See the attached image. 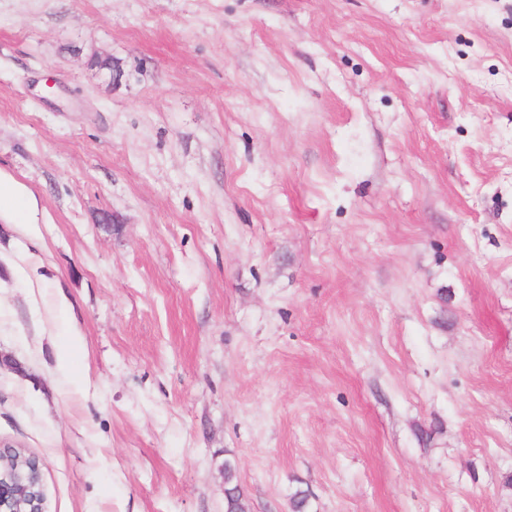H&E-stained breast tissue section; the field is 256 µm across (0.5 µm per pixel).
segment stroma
Returning a JSON list of instances; mask_svg holds the SVG:
<instances>
[{
    "instance_id": "stroma-1",
    "label": "stroma",
    "mask_w": 512,
    "mask_h": 512,
    "mask_svg": "<svg viewBox=\"0 0 512 512\" xmlns=\"http://www.w3.org/2000/svg\"><path fill=\"white\" fill-rule=\"evenodd\" d=\"M0 173L46 512H512V0H0ZM34 200L12 178L0 174V217L20 216L21 224H33ZM224 484H225V512H245L243 491L238 484L237 468L230 464H224Z\"/></svg>"
}]
</instances>
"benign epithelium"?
<instances>
[{
  "mask_svg": "<svg viewBox=\"0 0 512 512\" xmlns=\"http://www.w3.org/2000/svg\"><path fill=\"white\" fill-rule=\"evenodd\" d=\"M39 460L19 448H0V512H45Z\"/></svg>",
  "mask_w": 512,
  "mask_h": 512,
  "instance_id": "benign-epithelium-1",
  "label": "benign epithelium"
}]
</instances>
